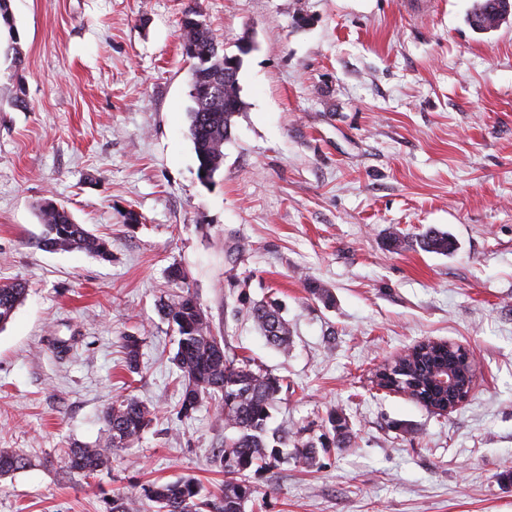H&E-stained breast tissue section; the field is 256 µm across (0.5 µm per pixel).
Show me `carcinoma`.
<instances>
[{"label": "carcinoma", "mask_w": 512, "mask_h": 512, "mask_svg": "<svg viewBox=\"0 0 512 512\" xmlns=\"http://www.w3.org/2000/svg\"><path fill=\"white\" fill-rule=\"evenodd\" d=\"M10 0H0V20L8 28L11 60L22 63L19 35L9 12ZM499 0H473L466 21L476 32L498 25ZM182 40L185 55L195 60L192 69V99L190 130L199 162L201 180L211 181L224 163V144L230 140L235 118L244 107L240 90L234 98L225 96L224 69L232 63L241 70V58L224 52L209 28L198 0H188L183 10ZM43 227L36 241L45 251L80 249L101 259H108L111 250L101 249L104 239L83 225L77 224L64 208L45 203L39 208ZM417 242L427 251L448 254L454 249L448 233L428 228L419 234ZM169 278L181 284V292L160 301L159 313L179 335L173 356L182 378L180 411L189 415L203 400L213 403L218 416L224 418V428L232 431L224 436V448L213 455V463L224 472V484L211 492L192 477L175 481L154 482L143 488L145 496L156 504V512H243L254 488L248 481L252 469L271 470L281 462V447L288 445L287 431L269 432L270 409L281 392L282 379L273 376L249 357L226 352L222 337L214 334L197 298L187 284L184 271L173 265ZM26 288L17 282L0 283V325L7 323L22 302ZM238 312L245 314L260 329L268 344L286 351L290 345L288 320L282 305L275 299L255 302L245 292L238 296ZM125 359L129 371L139 368L141 339L124 337ZM459 348L453 344L421 343L402 361L382 365L375 376L399 389L410 390L435 404L443 401L431 385V373L440 365L459 360ZM107 439L94 446L75 445L66 451L65 473L85 478L94 476L112 465L114 451L127 448L148 430L154 421L150 408L137 397L128 395L106 407ZM327 421L333 431L331 444L321 447L342 448L349 438L347 419L332 410ZM28 457L12 448H0V479L26 469Z\"/></svg>", "instance_id": "obj_1"}]
</instances>
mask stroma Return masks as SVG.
<instances>
[{"instance_id": "obj_1", "label": "stroma", "mask_w": 512, "mask_h": 512, "mask_svg": "<svg viewBox=\"0 0 512 512\" xmlns=\"http://www.w3.org/2000/svg\"><path fill=\"white\" fill-rule=\"evenodd\" d=\"M184 3L10 0L24 62L0 43V283L27 294L0 327V448L31 465L0 480V512H105L107 492L155 512L144 485L223 484V420L207 403L179 412L157 312L173 265L227 351L282 378L271 427L306 441L332 410L351 427L314 467L251 475L244 512H512V21L474 32L472 0H199L227 52L254 44L205 182ZM45 202L110 258L38 248ZM428 227L454 253L422 250ZM242 290L284 303L289 352L238 314ZM127 335L142 340L136 373ZM423 340L476 356L468 401L445 416L371 382ZM129 394L154 426L111 469L66 475V449L103 441L105 408Z\"/></svg>"}]
</instances>
